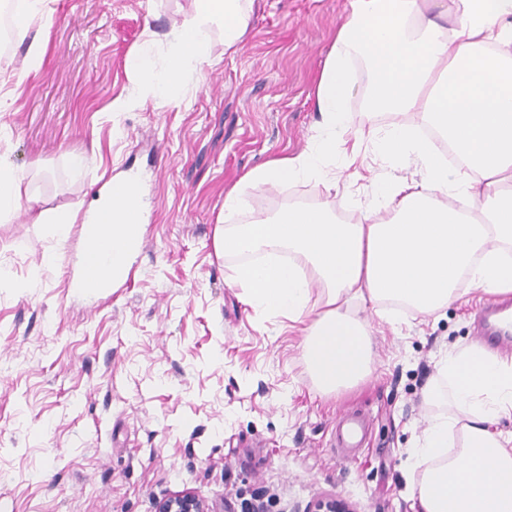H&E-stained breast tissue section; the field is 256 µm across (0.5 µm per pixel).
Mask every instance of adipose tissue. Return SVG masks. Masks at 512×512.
<instances>
[{
  "label": "adipose tissue",
  "mask_w": 512,
  "mask_h": 512,
  "mask_svg": "<svg viewBox=\"0 0 512 512\" xmlns=\"http://www.w3.org/2000/svg\"><path fill=\"white\" fill-rule=\"evenodd\" d=\"M252 0H192L168 35L165 69L141 49L130 65L134 83L165 96L187 68L203 64L214 27L235 51L248 31ZM430 0H350L317 84L322 133L308 151L247 172L224 198L228 212L244 206L246 187L276 188L323 176L337 148L359 150L363 133H350L346 101L353 67L363 61L367 103L379 112H415L435 140L394 123L374 138L379 154L416 162L421 181L380 182L375 197L388 211H366L354 224L317 206L288 205L272 216L218 227V254L243 257L236 283L251 303L300 324L303 355L323 393L356 385L370 372L367 325L353 306L390 300L424 315L457 299L461 281L487 297L512 292V0H452L450 21L432 14ZM120 181L92 211L111 226L119 247L138 236L135 211ZM465 196L478 214L458 213L449 201ZM319 306H311L313 292ZM440 370L448 379L453 415L430 421L416 456L433 459L414 488L420 512H512V431L492 432L512 413V362L483 350L449 352ZM460 438L450 456L442 448Z\"/></svg>",
  "instance_id": "ef3b65f1"
}]
</instances>
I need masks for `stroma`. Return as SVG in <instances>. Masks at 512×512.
Instances as JSON below:
<instances>
[{
  "mask_svg": "<svg viewBox=\"0 0 512 512\" xmlns=\"http://www.w3.org/2000/svg\"><path fill=\"white\" fill-rule=\"evenodd\" d=\"M190 3L51 0L29 24L43 36L41 71L26 74L25 39L0 59L9 103L0 166L22 173V193L76 218L104 180L136 172L149 197L143 252L90 313L64 288L77 233L53 236L22 205L0 222V512H155L183 491L211 512H304L328 496L353 512H419L411 487L428 463L411 450L430 418L451 412L439 361L476 347L486 297L464 286L432 316L390 301L385 320L358 309L371 371L322 393L301 330L249 304L233 283L240 257L216 255L213 236L225 193L246 172L303 153L319 135L315 89L349 0H254L237 52L214 34L210 64L188 70L169 96L134 92L132 58L148 44L165 67L167 35ZM364 94L358 67L351 130L396 122L369 111ZM74 155L86 159L77 170ZM325 170L245 189L227 225L289 204L353 222L373 206L375 179L419 176L415 163L371 152L360 173L339 157ZM347 412L365 424L363 449L336 437Z\"/></svg>",
  "mask_w": 512,
  "mask_h": 512,
  "instance_id": "35a3bbf8",
  "label": "stroma"
}]
</instances>
